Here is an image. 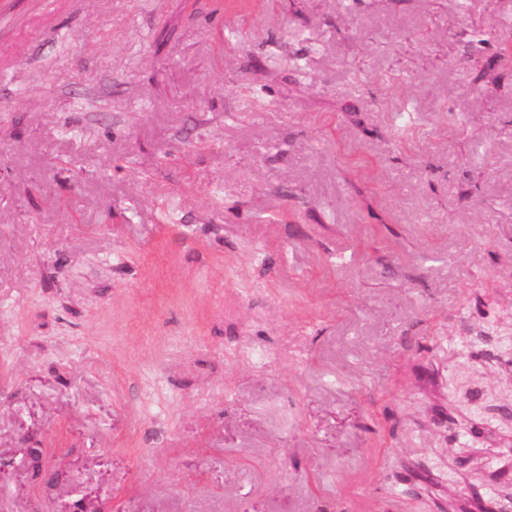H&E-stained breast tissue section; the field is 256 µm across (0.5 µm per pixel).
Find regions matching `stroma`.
<instances>
[{
  "mask_svg": "<svg viewBox=\"0 0 512 512\" xmlns=\"http://www.w3.org/2000/svg\"><path fill=\"white\" fill-rule=\"evenodd\" d=\"M0 0V512L512 492V0Z\"/></svg>",
  "mask_w": 512,
  "mask_h": 512,
  "instance_id": "obj_1",
  "label": "stroma"
}]
</instances>
